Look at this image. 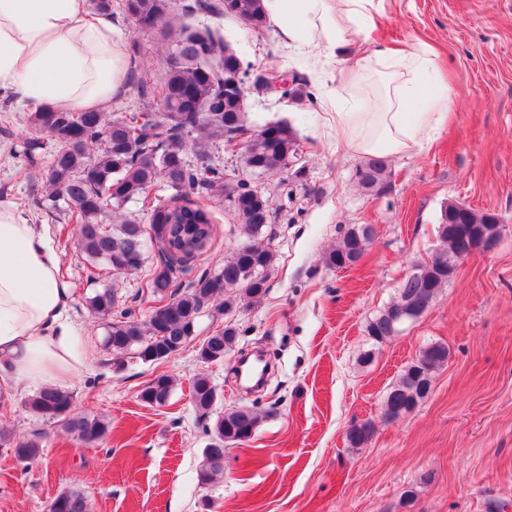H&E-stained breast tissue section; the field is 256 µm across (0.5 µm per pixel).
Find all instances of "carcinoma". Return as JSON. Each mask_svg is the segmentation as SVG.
I'll return each mask as SVG.
<instances>
[{"label":"carcinoma","instance_id":"1","mask_svg":"<svg viewBox=\"0 0 512 512\" xmlns=\"http://www.w3.org/2000/svg\"><path fill=\"white\" fill-rule=\"evenodd\" d=\"M265 0H223L224 14L248 28L266 26ZM140 14L157 17L156 26L172 38L167 69L157 89L162 111L145 109L112 119L105 112H60L39 109L28 117L29 136L23 140L24 165L16 176L30 177L45 165L47 194L38 199L47 212L63 213L77 224L75 246L82 259L100 262L118 274L139 271L150 248L159 260L146 286L161 302L146 319L134 316L119 304L117 288H101L87 297L90 311L103 323L104 347L112 352H133L143 362L163 360L184 350L196 333L197 322L214 299L216 308L229 313L241 304L257 303L269 290L267 272L274 251L263 244L271 235L273 209L270 196L253 189L259 176L272 177L288 171L298 154L297 135L291 125L278 122V134L268 135L264 126L248 128L247 108L224 110L226 87L243 71L242 60L220 31L194 27L186 22L196 12L213 8L203 0H181L171 7L167 0H134ZM248 135L246 146L233 150V139ZM54 150L48 151L47 143ZM237 157L238 175L228 178L211 159L213 146ZM192 149L200 161L194 166L185 158ZM383 158L370 156L357 166L358 186L376 194L388 187ZM173 191L168 203L149 202L158 181ZM224 202L234 214L240 240L224 257V264L206 269L186 285L177 284L178 274L188 262L203 256L213 238L211 212L197 202L202 197ZM147 208L149 224L123 211L130 203ZM448 204L441 212L438 236L441 247L426 262L428 276L412 274L399 288L398 299L381 310L366 325L369 338L382 343L398 334L397 315L404 308L421 317L439 290L448 284V273L459 255L472 246L465 228L486 223L484 213L469 208L458 224L448 223ZM373 237L365 226L351 224L340 231L335 247L323 256L329 269L356 266ZM238 330L228 324L206 337L198 348L200 359L212 363L236 343ZM448 362V345L435 342L423 348L390 387L384 401L388 410L413 411L432 390L438 370ZM173 380L159 375L145 386L140 399L148 406L164 405ZM192 403L199 416L209 415L218 393L210 377L197 375L191 384ZM28 408L61 422L80 441L94 444L108 433V424L96 417L74 412L73 396L47 386L27 399ZM260 417L251 409L229 408L210 426L212 442L203 450L199 482L210 484L224 473V446L251 437ZM372 434L370 423L353 424L347 431L349 444L357 448ZM0 446L16 450V460L30 464L42 454L41 439L17 440L0 432ZM49 512H89L83 492L69 489L50 504Z\"/></svg>","mask_w":512,"mask_h":512}]
</instances>
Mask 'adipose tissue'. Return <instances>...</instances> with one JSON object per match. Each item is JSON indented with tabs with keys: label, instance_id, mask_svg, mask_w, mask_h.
<instances>
[{
	"label": "adipose tissue",
	"instance_id": "ef3b65f1",
	"mask_svg": "<svg viewBox=\"0 0 512 512\" xmlns=\"http://www.w3.org/2000/svg\"><path fill=\"white\" fill-rule=\"evenodd\" d=\"M385 0H265L282 35L301 48L344 52L370 37ZM123 36L88 0H0V98L28 110L98 112L124 88ZM452 109L436 55L423 42L384 46L348 67L328 120L348 150H423ZM59 257L36 225L0 205V386L65 384L82 367L66 312Z\"/></svg>",
	"mask_w": 512,
	"mask_h": 512
}]
</instances>
